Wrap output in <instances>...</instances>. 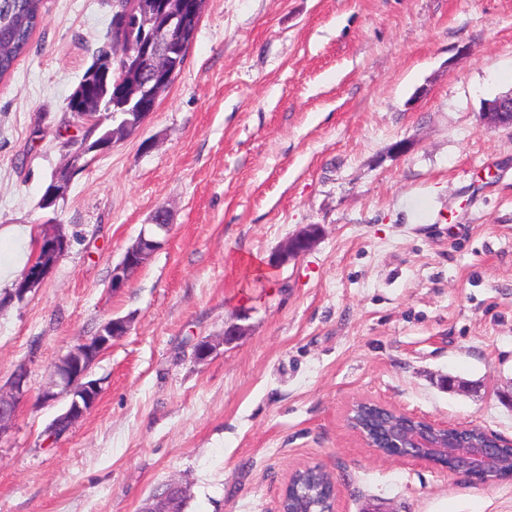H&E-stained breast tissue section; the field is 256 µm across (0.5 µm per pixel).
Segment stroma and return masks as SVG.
<instances>
[{
	"instance_id": "obj_1",
	"label": "stroma",
	"mask_w": 512,
	"mask_h": 512,
	"mask_svg": "<svg viewBox=\"0 0 512 512\" xmlns=\"http://www.w3.org/2000/svg\"><path fill=\"white\" fill-rule=\"evenodd\" d=\"M110 0H45L0 80V384L30 394L0 441V512H142L167 482L188 512H279L319 464L336 512H512V480L390 457L346 426L357 400L512 442V0H206L168 94L93 158L57 215L39 202L79 129L69 97L106 43ZM407 139L408 153L393 143ZM161 247L112 270L155 213ZM70 246L24 299L26 228ZM307 254L247 279L302 225ZM96 406L57 440L51 366L113 317ZM247 333L195 362L198 339ZM464 389H448V378ZM482 116L488 128L512 127V93L489 102L482 112Z\"/></svg>"
}]
</instances>
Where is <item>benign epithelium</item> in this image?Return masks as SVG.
I'll use <instances>...</instances> for the list:
<instances>
[{
	"instance_id": "7a95c632",
	"label": "benign epithelium",
	"mask_w": 512,
	"mask_h": 512,
	"mask_svg": "<svg viewBox=\"0 0 512 512\" xmlns=\"http://www.w3.org/2000/svg\"><path fill=\"white\" fill-rule=\"evenodd\" d=\"M165 23L157 28L156 36L149 43L121 47L115 43L102 49L107 59L123 60V76L115 81L118 88L115 100L120 108H129L133 114V123L142 127L150 113L146 109L155 104L159 84L166 81L181 66L183 47L171 33L183 27L188 15L186 0H169L163 5ZM484 123L489 128L512 127V93L488 103L482 112ZM123 134L108 131L98 139L88 136L78 150L66 155L64 164L54 174L42 196L45 208L64 205L73 172L88 163L91 153L101 154ZM46 233L41 236L37 254L27 266L14 295L22 300L34 284H42L50 274L58 259L69 246L67 236L61 231V225L47 223L43 225ZM170 224L159 217L143 228L136 241L127 249L121 262L112 269V290L124 287L131 276L140 269L160 245L159 237L168 233ZM324 233L321 224H306L282 243L275 252L273 261L284 265L309 251L321 239ZM131 327V318L118 317L105 322L92 337L81 341L70 349L53 366L50 379L42 389L39 400L49 405L60 400L66 401L63 413L58 419L72 426L84 418L96 405L102 386L98 379L91 378L90 370L98 357L112 345V341L125 336ZM217 343L210 338L199 340L194 346V358L204 362L216 350ZM28 370L20 365L7 385H0V440L3 439L14 421L18 405L28 396ZM464 430L460 425L439 423L428 418L419 427L395 428L386 434L382 449L374 443L368 447L377 452L397 457H406L415 461L433 463L438 460H452L453 471L462 472L471 477L491 476L499 467L498 450L493 446L477 441H469L450 434L443 440L435 437L431 428ZM142 512H174V501L167 493L150 499Z\"/></svg>"
}]
</instances>
